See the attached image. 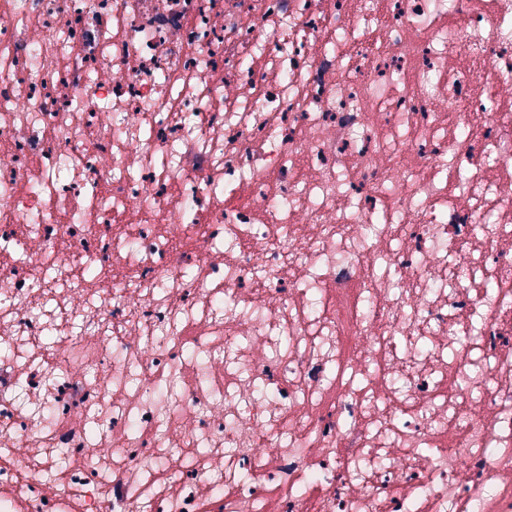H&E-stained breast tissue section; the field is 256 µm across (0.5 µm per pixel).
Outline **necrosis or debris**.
<instances>
[{"label":"necrosis or debris","instance_id":"4bbe7bcc","mask_svg":"<svg viewBox=\"0 0 512 512\" xmlns=\"http://www.w3.org/2000/svg\"><path fill=\"white\" fill-rule=\"evenodd\" d=\"M506 74L512 0H0V512H512Z\"/></svg>","mask_w":512,"mask_h":512}]
</instances>
